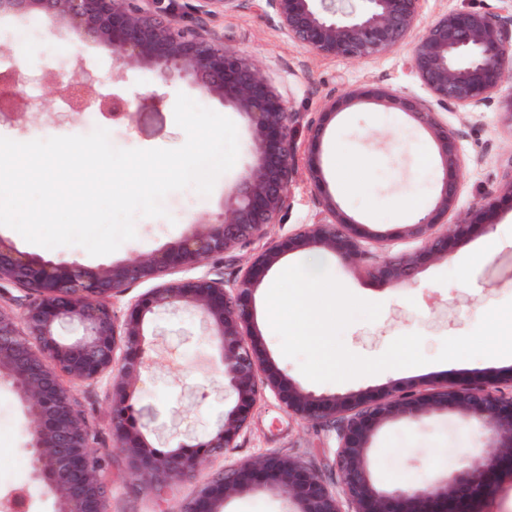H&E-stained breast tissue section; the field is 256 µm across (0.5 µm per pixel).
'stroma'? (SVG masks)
Returning <instances> with one entry per match:
<instances>
[{
	"instance_id": "stroma-1",
	"label": "stroma",
	"mask_w": 512,
	"mask_h": 512,
	"mask_svg": "<svg viewBox=\"0 0 512 512\" xmlns=\"http://www.w3.org/2000/svg\"><path fill=\"white\" fill-rule=\"evenodd\" d=\"M180 5L205 34L223 40L225 48L257 64L289 110L296 112L299 147H306L309 129L326 102L341 98L357 86L387 88L417 97L425 108L437 113L441 122L457 131L463 167L459 211L471 210L498 186L512 166V128L503 119L499 101H491L473 112L439 108L410 69L409 45L366 60L323 58L289 41L265 0H238L232 10L210 17L197 12L196 0H180ZM449 9L508 14L512 12V0H420L421 25H428ZM18 41L38 47L25 67L38 75L40 83H23L21 93L27 98L50 96L49 80L54 71L75 77L90 73L113 79L114 89L127 96L147 88H161L164 102L158 113L131 127H107L113 146H182L186 135L174 118L176 96L182 92L200 105L233 119L239 153L233 168L218 177L210 195H202L192 187L169 193L163 200L166 216L137 217L135 239L124 242L111 254L92 256L79 246L48 249L27 242L5 226H0L1 237L23 252L94 267L157 250L179 239L189 222L221 212L225 191L243 176L250 159L245 123L233 110L225 108L217 98L192 88L187 81L161 86L154 73L133 65L125 66L120 75H113L112 49L94 42H74L63 21L44 13L0 16V48L9 49ZM51 98L50 112L31 123L1 125L0 136L31 141L86 135L104 125L98 114L87 112L71 125L56 126L53 113L67 111L68 105L60 97ZM344 153L359 157L360 166L339 170ZM320 157L329 191L341 210L385 236L379 243L364 242L363 255L354 266L344 265L331 253L322 255L324 265L349 291L382 305L375 321L358 320L344 330L345 347L360 356L376 357L396 337L417 332L424 338L423 352L431 362L345 382L306 381L298 360L282 354L280 339L268 323L266 294L278 275L273 269L260 284L253 304L265 348L279 367L315 393L347 395L380 393L393 384L432 389L462 380L491 381L511 368L512 358L439 363L435 357L444 338L471 332L486 311L512 301V207H501L499 220L490 231L475 230L447 258L425 263L413 281L387 283L375 278L374 270L391 258L418 249V242L399 237L398 232L418 210L432 207L438 195L434 173L439 157L435 143L404 114L374 104H360L340 113L328 127ZM322 212L321 196L312 189L306 174L298 173L285 199L282 220L270 226L268 241H279L296 233ZM150 327L154 334L148 337L147 347L152 363L133 397L137 419L147 424L146 436L154 446H165L169 431L177 427L187 450H195L222 424L225 410L233 405L232 399L224 395V372L193 315L160 312L152 315ZM75 393L97 427L98 450L107 455L106 469L112 486L108 512H178L195 497L204 481L223 472L225 467L268 454L298 460L330 489L341 487L333 425L300 421L267 396L254 407L248 427L232 448L223 455L206 458L196 475L179 483L168 500H160L148 480L132 473L112 434L107 422L112 398L109 388L103 384H84L76 386ZM27 433V422L14 394L8 386L0 385V496L31 483L33 459L25 447ZM485 445V440L455 414L436 413L415 425L397 422L384 427L374 439L369 466L376 482L385 487L422 482L446 471L470 449Z\"/></svg>"
}]
</instances>
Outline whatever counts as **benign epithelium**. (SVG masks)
<instances>
[{
	"mask_svg": "<svg viewBox=\"0 0 512 512\" xmlns=\"http://www.w3.org/2000/svg\"><path fill=\"white\" fill-rule=\"evenodd\" d=\"M178 0H0V15L44 12L65 20L74 38L113 49L121 65L156 72L162 81L186 79L220 99L245 121L251 141L246 173L224 195V210L213 219L188 225L176 241L150 253L97 267L76 261L46 260L16 249L0 237V285L25 293L20 313L0 304V382L15 394L29 421L26 448L32 453V481L54 499V512H107L109 482L96 432L79 408L67 377L76 384L107 383L112 388L109 422L133 474L166 492L192 475L202 455H219L249 424L257 402L273 396L288 414L304 421L337 425L336 460L342 478L338 495L300 462L270 455L240 463L204 482L182 512H224L226 502L270 488L288 503L289 512H455L451 505L482 497L486 475L498 461L512 459V369L494 382L464 380L431 390L392 386L362 396L316 394L304 388L261 349L253 318V296L264 273L288 253L328 251L350 265L362 254V242L381 236L346 217L328 191L319 149L329 124L343 110L372 102L405 114L436 143L440 158L439 195L401 234L422 247L383 263L375 274L386 282L411 280L426 261L448 257L464 244L472 228H493L500 204L512 202V170L471 213L458 214L462 166L457 135L412 96L387 89L358 87L327 102L310 127L303 167L323 200L325 214L281 241L264 245L239 279L226 281L211 273L189 274L237 246L267 236L281 213L298 163L294 140L296 113L247 57L184 22ZM198 10L217 15L237 0H199ZM288 40L318 56L365 60L386 54L412 40L410 68L437 104L474 111L502 95L504 114L512 123V91L502 94L512 75V15L482 10H449L422 31L418 0H265ZM24 66L0 76L9 97L0 106V122L27 115L29 104L16 91ZM58 94L71 110L94 109L114 123L159 111L162 98L147 91L126 98L102 93L95 81L61 79ZM183 275L163 281L130 300L124 318L114 305L135 284L167 272ZM159 309L197 314L224 367V385L236 402L224 413L221 428L206 442L204 454L183 445L163 452L134 423L131 397L149 368L148 316ZM66 324L83 327L74 342L60 339ZM439 412H452L490 442L494 451L467 459L418 487H378L368 455L376 434L396 421L419 423ZM29 488L15 489L0 501L3 512H29Z\"/></svg>",
	"mask_w": 512,
	"mask_h": 512,
	"instance_id": "7a95c632",
	"label": "benign epithelium"
}]
</instances>
